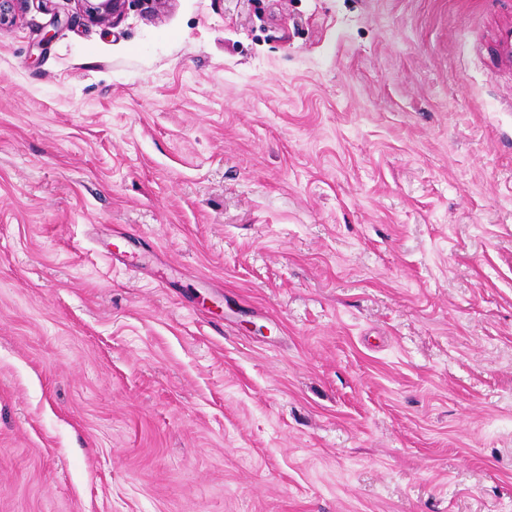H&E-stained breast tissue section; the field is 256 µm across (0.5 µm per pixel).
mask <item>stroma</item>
Instances as JSON below:
<instances>
[{"label": "stroma", "instance_id": "obj_1", "mask_svg": "<svg viewBox=\"0 0 512 512\" xmlns=\"http://www.w3.org/2000/svg\"><path fill=\"white\" fill-rule=\"evenodd\" d=\"M0 512H512V0H15ZM86 19L100 26L118 24L125 13L128 0H77Z\"/></svg>", "mask_w": 512, "mask_h": 512}]
</instances>
